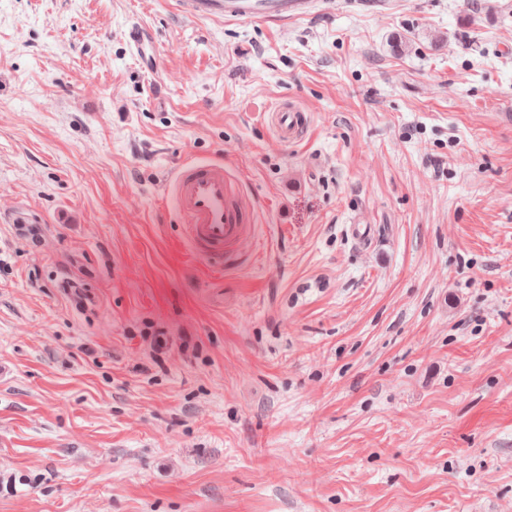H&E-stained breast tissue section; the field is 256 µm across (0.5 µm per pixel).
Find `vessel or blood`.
<instances>
[{
    "instance_id": "vessel-or-blood-1",
    "label": "vessel or blood",
    "mask_w": 512,
    "mask_h": 512,
    "mask_svg": "<svg viewBox=\"0 0 512 512\" xmlns=\"http://www.w3.org/2000/svg\"><path fill=\"white\" fill-rule=\"evenodd\" d=\"M330 0H180L181 11L191 17L227 23L263 21L283 24L312 14L316 5ZM278 137L291 143L308 129L305 112L280 104L273 115ZM168 201L185 224V237L201 259L223 266L238 260V246L251 234L239 204L225 185L220 162L186 161L177 167L170 181Z\"/></svg>"
}]
</instances>
